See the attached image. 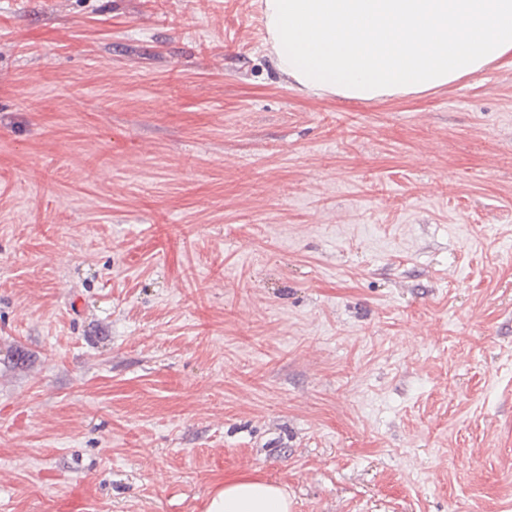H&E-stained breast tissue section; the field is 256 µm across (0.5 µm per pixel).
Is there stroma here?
Returning a JSON list of instances; mask_svg holds the SVG:
<instances>
[{
    "label": "stroma",
    "instance_id": "stroma-1",
    "mask_svg": "<svg viewBox=\"0 0 512 512\" xmlns=\"http://www.w3.org/2000/svg\"><path fill=\"white\" fill-rule=\"evenodd\" d=\"M258 0H0V512H512V55L310 96ZM206 512H290V502L279 486L242 476L224 482V488L212 495Z\"/></svg>",
    "mask_w": 512,
    "mask_h": 512
}]
</instances>
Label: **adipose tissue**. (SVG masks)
Returning <instances> with one entry per match:
<instances>
[{
	"instance_id": "ef3b65f1",
	"label": "adipose tissue",
	"mask_w": 512,
	"mask_h": 512,
	"mask_svg": "<svg viewBox=\"0 0 512 512\" xmlns=\"http://www.w3.org/2000/svg\"><path fill=\"white\" fill-rule=\"evenodd\" d=\"M266 49L300 91L355 100L413 95L512 54V0H260ZM206 512H290L260 478L226 481Z\"/></svg>"
}]
</instances>
